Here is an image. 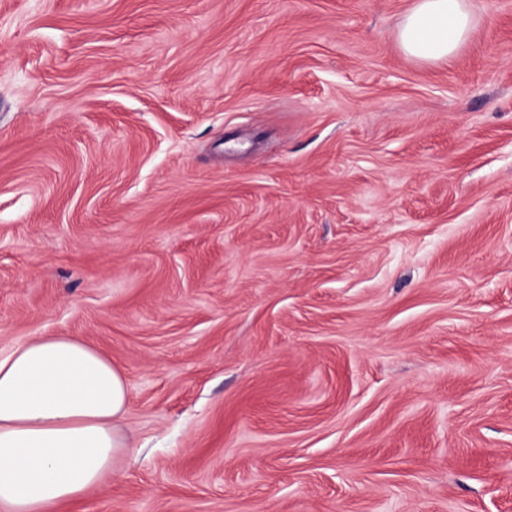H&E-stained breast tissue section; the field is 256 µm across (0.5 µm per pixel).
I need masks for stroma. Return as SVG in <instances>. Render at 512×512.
Segmentation results:
<instances>
[{"mask_svg": "<svg viewBox=\"0 0 512 512\" xmlns=\"http://www.w3.org/2000/svg\"><path fill=\"white\" fill-rule=\"evenodd\" d=\"M0 0V355L122 368L58 512H512V0ZM468 0H416L397 30L403 51L423 62L451 60L473 23Z\"/></svg>", "mask_w": 512, "mask_h": 512, "instance_id": "obj_1", "label": "stroma"}]
</instances>
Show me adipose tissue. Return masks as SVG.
I'll return each instance as SVG.
<instances>
[{
	"mask_svg": "<svg viewBox=\"0 0 512 512\" xmlns=\"http://www.w3.org/2000/svg\"><path fill=\"white\" fill-rule=\"evenodd\" d=\"M473 23L468 0H416L397 30L403 51L451 60ZM123 371L76 336H34L0 358V508L56 512L103 491L126 460Z\"/></svg>",
	"mask_w": 512,
	"mask_h": 512,
	"instance_id": "obj_1",
	"label": "adipose tissue"
}]
</instances>
